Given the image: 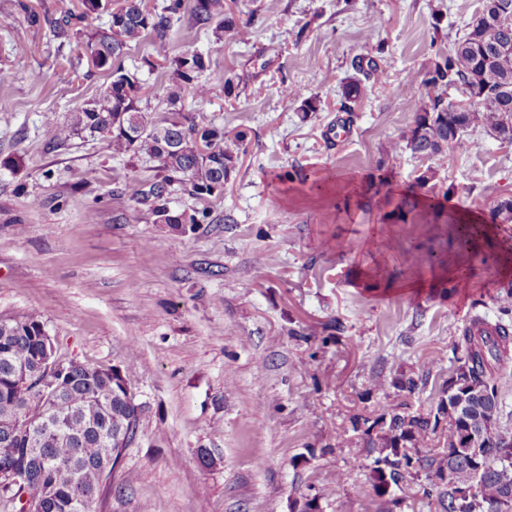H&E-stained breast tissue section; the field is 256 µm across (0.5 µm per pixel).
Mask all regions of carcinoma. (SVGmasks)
<instances>
[{"mask_svg": "<svg viewBox=\"0 0 512 512\" xmlns=\"http://www.w3.org/2000/svg\"><path fill=\"white\" fill-rule=\"evenodd\" d=\"M48 21L53 36L69 43L84 36L83 55L92 66L108 73L109 82L87 101L76 103L64 119L46 115L53 140L65 142L73 135L102 137L115 155H145L156 162L158 174L142 193L141 218L164 224L174 233L206 219L170 209L168 196L182 191L196 200L223 193L237 171L246 150V133L215 126L202 112H183L177 105L187 98L204 99L209 89L201 80L205 58L198 53L161 55L169 69L172 111L150 117L137 106L143 89L138 72L122 59L131 44L152 34L166 42L173 20L181 18L183 0H169L162 11L147 8L145 0H78ZM495 0H482L481 10L465 26L463 36L449 52L438 51L429 59L413 97L414 117L400 136L401 149L423 158L445 156L459 148L467 133L483 128L496 138L512 140V59L500 56L512 48V13L493 14ZM109 11L105 30L84 31L93 14ZM191 20L199 28H211L216 39L231 31L249 34L247 25L225 17L224 0H194ZM506 91H495L501 84ZM463 88L479 96L472 113L450 111L448 91ZM359 79L346 83L342 95L356 102L365 95ZM284 94L300 101L303 117L317 111V99L303 98L283 86ZM375 193L395 195L391 169L377 167ZM288 179L307 187L309 195L322 198L328 178L293 169ZM370 187L355 183L341 197L330 195L349 208L360 207ZM422 203L416 193L399 194L388 218L406 221ZM48 332L37 314L0 318V471L23 468L34 498L31 512H97V504L132 482L127 474L114 484L117 449L112 447V426L123 420L128 440L138 432L141 414L112 394V378L106 370L77 361H60L64 375L56 384L41 368ZM508 329L488 325L475 317L466 325L454 350L455 372L467 373L472 386H483L489 395L466 396L447 385L436 410L426 414L413 409L409 400L358 419L356 441L371 459L369 478L376 512H401L394 489L410 479L422 481V495L436 502L438 512H512V435L483 428L488 415L497 414V394L491 383L494 364L511 340ZM448 430L444 447L425 450L431 434ZM106 482H101L99 472Z\"/></svg>", "mask_w": 512, "mask_h": 512, "instance_id": "obj_1", "label": "carcinoma"}]
</instances>
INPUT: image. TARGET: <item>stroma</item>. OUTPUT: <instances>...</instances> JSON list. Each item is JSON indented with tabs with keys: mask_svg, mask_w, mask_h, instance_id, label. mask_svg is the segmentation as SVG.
<instances>
[{
	"mask_svg": "<svg viewBox=\"0 0 512 512\" xmlns=\"http://www.w3.org/2000/svg\"><path fill=\"white\" fill-rule=\"evenodd\" d=\"M67 2L0 0V317L39 312L60 359L119 366L131 383L143 415L121 469L133 482L100 512H299L312 495L323 512H374L357 418L403 400L392 380L423 366L410 400L435 408L466 320L512 325V272H485L512 256V223L490 216L512 199V144L478 128L444 157H387L413 120L407 80L453 48L482 0H226L228 17L251 25L243 42L192 27L184 0L167 53L205 55L199 107L245 131L247 148L222 195L173 196L174 209L208 213L183 234L140 219L153 160L112 155L85 134L53 143L45 114L65 116L107 80L72 68L76 45L21 9L53 18ZM17 41L25 53H13ZM367 55L385 78L368 81L337 137L341 87ZM286 85L318 98L316 114L303 118ZM386 159L400 191L435 172L426 211L404 224L384 222L380 197L346 213L293 191L269 197L294 166L367 184ZM439 205L444 234L431 222ZM432 253L468 288L404 292L429 276ZM493 381L496 428L512 434V344Z\"/></svg>",
	"mask_w": 512,
	"mask_h": 512,
	"instance_id": "35a3bbf8",
	"label": "stroma"
}]
</instances>
